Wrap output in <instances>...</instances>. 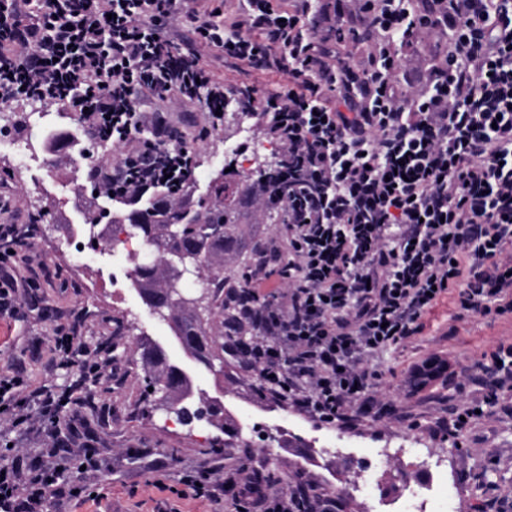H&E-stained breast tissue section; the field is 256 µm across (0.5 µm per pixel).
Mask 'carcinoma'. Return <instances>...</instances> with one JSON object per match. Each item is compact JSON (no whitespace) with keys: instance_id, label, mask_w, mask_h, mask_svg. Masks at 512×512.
<instances>
[{"instance_id":"cac0c4a2","label":"carcinoma","mask_w":512,"mask_h":512,"mask_svg":"<svg viewBox=\"0 0 512 512\" xmlns=\"http://www.w3.org/2000/svg\"><path fill=\"white\" fill-rule=\"evenodd\" d=\"M246 197L244 181L217 179L204 198L190 193L179 207L172 208L164 198L156 197L143 208L123 216L158 257L156 263H139L134 267L133 286L147 306H163L156 317L182 336L185 345L195 352L198 366L204 369L224 355V343L212 337L214 321L229 331L242 333L235 317L236 300L241 298L239 284L251 270L257 250V244L249 243L251 228ZM192 249L199 253L194 270L206 273L205 306L188 303L168 306V291L175 279L169 260L176 252ZM227 265L236 267L238 276L224 275ZM143 354L153 358L157 368L151 379L169 383L171 400L185 415L195 414L203 405L209 423L223 429L229 438L238 434L237 426L225 419L222 406H215L204 394L194 392L186 378L170 367L167 351L149 342L143 344Z\"/></svg>"}]
</instances>
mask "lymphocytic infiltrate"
Segmentation results:
<instances>
[{
    "mask_svg": "<svg viewBox=\"0 0 512 512\" xmlns=\"http://www.w3.org/2000/svg\"><path fill=\"white\" fill-rule=\"evenodd\" d=\"M315 0H0V102L32 100L74 112L81 131L117 156L88 170L100 195L137 205L157 194L178 204L198 167V146L224 123L218 108L249 104L257 135L279 159L278 183L251 187L287 220L247 275L237 347L262 391L319 423L354 427L377 407L382 354L425 328L444 299L466 311L512 313V0H336V23ZM195 37L180 46L174 34ZM449 39L436 64L398 59L394 40ZM334 40L336 49L324 48ZM215 50L238 65L287 71L264 89L217 80L203 60ZM426 66L425 87L398 76ZM148 92L157 108L144 110ZM196 107L207 120L183 134L168 111ZM38 217L0 224V317L35 306L16 268L33 261ZM54 349L81 372L73 327ZM489 369L492 388L459 406L450 434H471L512 393V344ZM38 403L68 425L90 396L59 393L0 372V411L14 424ZM223 474L194 486L210 502L249 512H300L297 495L249 485L229 494ZM66 495L55 468L0 459V512H45Z\"/></svg>",
    "mask_w": 512,
    "mask_h": 512,
    "instance_id": "lymphocytic-infiltrate-1",
    "label": "lymphocytic infiltrate"
}]
</instances>
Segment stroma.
Returning <instances> with one entry per match:
<instances>
[{"label":"stroma","mask_w":512,"mask_h":512,"mask_svg":"<svg viewBox=\"0 0 512 512\" xmlns=\"http://www.w3.org/2000/svg\"><path fill=\"white\" fill-rule=\"evenodd\" d=\"M32 109L27 102L0 103V123L13 127L17 137L32 138L44 159L42 168L20 169L0 148V196L13 202L0 222L24 224L36 208L48 211L33 239L36 260L23 272L37 283L38 304L24 320L0 319V369L59 392L79 384L94 398V406L81 410L79 426H64L58 433L61 455L86 445L94 449L97 466L90 478L75 460L60 469V480L75 493L74 500L63 503L64 512H218L217 504L194 499L190 489L191 483L205 481L216 465L240 487L250 482L253 470L267 468L276 477V489L310 487L315 496L339 499L341 512H382L383 499L399 493L405 483L430 481V473L405 455L380 465L376 495L345 494V462L312 460L315 434L336 435L339 426L316 425L306 414L261 395L254 376L234 366L219 374L196 371L193 386L209 395L223 389L224 406L240 428L235 446L225 447L223 433L207 422L183 426L174 414L141 404L154 367L140 360L139 345L148 339L163 341L171 329L133 289L124 256L104 243L84 248L78 257L68 251L69 239L87 236L89 218L101 203L87 170L103 150L85 137L63 151L47 144L49 132H75V118L54 108L50 127H31L27 117ZM238 112L237 106H229L223 126L200 147L191 185L196 193H205L219 171L231 168L244 174L242 161L253 156L258 139L238 137ZM425 322L421 336L381 359L376 387L383 405L380 416L362 417L348 434L360 441L358 453L369 462L381 441L420 436L447 452L448 481L466 500H474L475 487L482 482L490 485L492 497L512 499V416L483 419L473 440H454L440 431L461 401L486 387L482 365L499 345L512 343V314L484 317L448 300ZM59 323L75 327L86 350L111 360V378L84 376L52 355L50 338ZM267 444L272 454H263ZM40 452L36 432L12 427L8 416L0 414V458L24 454L36 463ZM155 459L163 462L161 471L151 470ZM156 479L164 482V490L153 487Z\"/></svg>","instance_id":"stroma-1"}]
</instances>
